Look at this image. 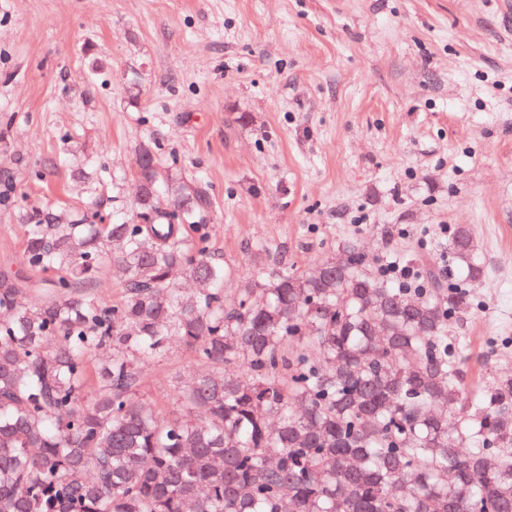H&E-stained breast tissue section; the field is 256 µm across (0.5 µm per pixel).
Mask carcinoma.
Returning a JSON list of instances; mask_svg holds the SVG:
<instances>
[{"label":"carcinoma","mask_w":512,"mask_h":512,"mask_svg":"<svg viewBox=\"0 0 512 512\" xmlns=\"http://www.w3.org/2000/svg\"><path fill=\"white\" fill-rule=\"evenodd\" d=\"M136 177L132 219L26 217L23 263L55 275L38 302L0 272V512H512V376L470 395L448 349L463 292L428 268L397 288L348 240L267 266L229 306L197 193L161 188L148 149ZM108 250L109 307L85 291ZM448 250L482 277L469 228ZM174 338L209 366L177 387L194 421L139 396L140 362Z\"/></svg>","instance_id":"cac0c4a2"}]
</instances>
